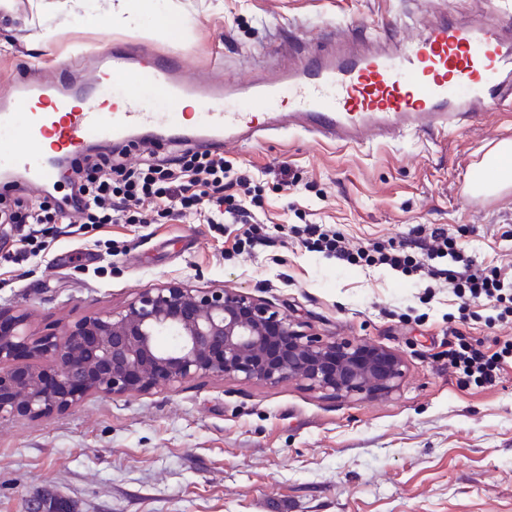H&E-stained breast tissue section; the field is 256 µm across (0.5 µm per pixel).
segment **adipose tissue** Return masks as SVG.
Segmentation results:
<instances>
[{"label": "adipose tissue", "mask_w": 512, "mask_h": 512, "mask_svg": "<svg viewBox=\"0 0 512 512\" xmlns=\"http://www.w3.org/2000/svg\"><path fill=\"white\" fill-rule=\"evenodd\" d=\"M83 0H57V7L74 18L76 22L95 27L132 26L140 35L149 39L174 38L181 19L171 11L154 12L152 18L144 19L129 13V0H114L108 15L94 16L82 10Z\"/></svg>", "instance_id": "ef3b65f1"}]
</instances>
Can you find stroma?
I'll return each instance as SVG.
<instances>
[{
	"mask_svg": "<svg viewBox=\"0 0 512 512\" xmlns=\"http://www.w3.org/2000/svg\"><path fill=\"white\" fill-rule=\"evenodd\" d=\"M175 40L82 27L53 0L0 8V90L26 70L61 74L114 41L180 54L190 71L270 75L284 41L416 35L443 13L473 18L485 0H160ZM56 29L44 45L46 29ZM512 141V106L441 137L367 146L270 131L224 153L253 176L250 211L268 245L239 248L245 225L112 224L60 236L45 253L0 264V312L31 334L122 309L169 281L233 288L303 330L396 350L405 375L377 399L337 398L299 381L200 376L172 391L90 397L61 414L0 422V512L54 498L71 512H512V366L480 384L448 364V333L496 351L512 314L386 265L311 251L285 227L328 224L353 249L447 228L478 264L512 277V188L462 195L476 163Z\"/></svg>",
	"mask_w": 512,
	"mask_h": 512,
	"instance_id": "stroma-1",
	"label": "stroma"
}]
</instances>
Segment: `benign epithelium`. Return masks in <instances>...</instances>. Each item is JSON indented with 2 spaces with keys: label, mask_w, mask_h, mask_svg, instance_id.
I'll use <instances>...</instances> for the list:
<instances>
[{
  "label": "benign epithelium",
  "mask_w": 512,
  "mask_h": 512,
  "mask_svg": "<svg viewBox=\"0 0 512 512\" xmlns=\"http://www.w3.org/2000/svg\"><path fill=\"white\" fill-rule=\"evenodd\" d=\"M23 351L50 367L16 363ZM404 367L396 350L308 335L235 289L168 282L55 335L34 336L22 314L0 317V421L61 413L92 395L170 390L201 375L301 381L340 399H373L400 385Z\"/></svg>",
  "instance_id": "benign-epithelium-1"
}]
</instances>
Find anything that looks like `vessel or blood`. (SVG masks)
Wrapping results in <instances>:
<instances>
[{
  "label": "vessel or blood",
  "instance_id": "obj_1",
  "mask_svg": "<svg viewBox=\"0 0 512 512\" xmlns=\"http://www.w3.org/2000/svg\"><path fill=\"white\" fill-rule=\"evenodd\" d=\"M72 68L75 79L22 74L0 93V173L44 194L90 143L132 147L145 130L153 145L187 149L287 127L360 145L393 133L431 134L461 117L482 120L492 107L512 104V22L495 7L468 21L444 16L391 52L334 41L301 51L262 81L195 76L181 57L129 43ZM143 87L170 105L199 103L195 120L187 126L175 113L139 105L133 96ZM228 97L242 107L225 110Z\"/></svg>",
  "mask_w": 512,
  "mask_h": 512
}]
</instances>
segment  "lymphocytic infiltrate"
<instances>
[{"label":"lymphocytic infiltrate","mask_w":512,"mask_h":512,"mask_svg":"<svg viewBox=\"0 0 512 512\" xmlns=\"http://www.w3.org/2000/svg\"><path fill=\"white\" fill-rule=\"evenodd\" d=\"M75 174L73 189L84 204L78 214L82 228L98 229L106 224H154L158 219L181 221L187 215H206L208 223L220 224L225 214L246 213V200L225 191L226 179H235L247 186L245 176H233L223 157L206 150L184 151L177 166L163 160L146 161L143 167L129 168L111 156L82 157L72 165ZM156 203L154 211L145 212V200ZM61 213L51 198H44L38 209H30L24 199L0 207V223L21 230V245L38 255L43 246L40 237L46 236L50 224ZM305 242L327 256L347 263L366 262L389 266L394 270L412 273L423 278L442 281L457 296L503 302L512 297V278L501 276L494 269L478 265L471 257L456 249L447 230H432L423 243L425 260H417L402 247H381L376 254L353 252L344 236L325 224H307L301 230ZM512 359V340L504 341L500 351L484 352L469 343L449 348V364L478 383L494 382L507 360Z\"/></svg>","instance_id":"obj_1"}]
</instances>
